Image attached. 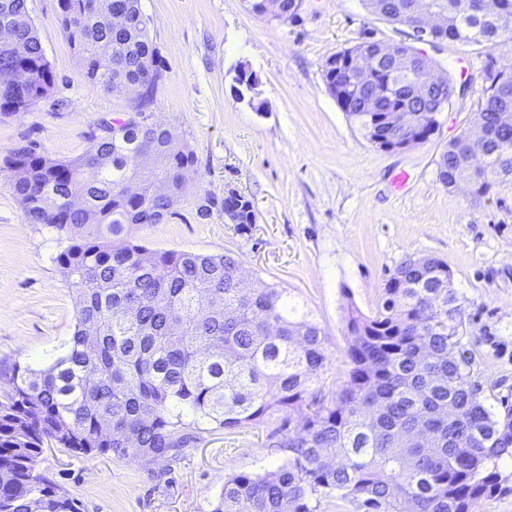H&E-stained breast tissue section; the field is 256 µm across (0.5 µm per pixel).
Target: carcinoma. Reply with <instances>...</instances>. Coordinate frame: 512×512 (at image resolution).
Listing matches in <instances>:
<instances>
[{
	"label": "carcinoma",
	"mask_w": 512,
	"mask_h": 512,
	"mask_svg": "<svg viewBox=\"0 0 512 512\" xmlns=\"http://www.w3.org/2000/svg\"><path fill=\"white\" fill-rule=\"evenodd\" d=\"M488 19H466L457 0H423L448 14V40L485 47V87L474 121L488 130L474 150L467 132L438 163L442 185L476 173L488 195L512 176V69L497 50L512 42V0ZM414 0H388L383 20L408 23ZM63 36L85 79L117 97L143 89L140 121L114 118L86 151L56 160L34 144L5 159L28 224H47L67 245L63 268L76 307L75 331L44 369L14 365L0 400V512H79L67 491L38 471L44 449L89 459L146 463L177 457L201 426L269 429L288 458L224 482L213 512H319L333 495L363 512H473L506 487L497 460L512 452V405L495 413L471 380L461 349L454 289L440 297L448 263L408 257L385 280L374 315L349 305V370L329 395L320 373L322 332L284 288L240 287L229 255L150 251L128 238L136 224L173 216L186 195L194 151L173 140L151 109L161 76L140 0H59ZM363 37L329 57L368 61L379 84L412 83L426 70L392 67ZM54 77L27 0H0V114L24 112ZM161 155L160 166L144 162ZM233 223H254L251 202L230 201ZM305 420L293 423L295 410Z\"/></svg>",
	"instance_id": "obj_1"
}]
</instances>
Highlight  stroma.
I'll use <instances>...</instances> for the list:
<instances>
[{
	"instance_id": "35a3bbf8",
	"label": "stroma",
	"mask_w": 512,
	"mask_h": 512,
	"mask_svg": "<svg viewBox=\"0 0 512 512\" xmlns=\"http://www.w3.org/2000/svg\"><path fill=\"white\" fill-rule=\"evenodd\" d=\"M151 20L163 78L153 109L195 152L193 183L175 216L139 224L132 239L157 251L226 254L251 287L277 284L308 312L325 338V391L349 369L345 314H373L390 273L409 256L447 262L459 297L462 345L472 381L492 411L512 403V178L480 199L438 179L450 140L474 132L484 49L445 41L424 46L457 94L429 139L381 151L328 93V57L363 33L389 44L402 27L371 14L363 0H303L296 20L256 15L250 0H141ZM54 88L27 111L0 115V162L36 143L57 160L83 154L101 120L132 109L128 98L91 86L61 29L58 0H28ZM467 62V78L458 74ZM257 75L258 112L234 90L238 65ZM407 173L404 188L394 178ZM250 200L247 230L225 222V188ZM51 227L26 223L0 170V399L14 365L43 367L71 336L72 291L55 258ZM265 427L207 430L194 448L154 464L92 460L61 448L38 470L77 499L80 512H211L228 477L282 463Z\"/></svg>"
}]
</instances>
